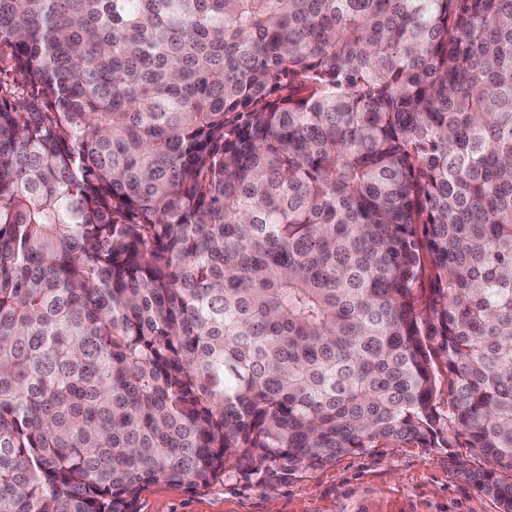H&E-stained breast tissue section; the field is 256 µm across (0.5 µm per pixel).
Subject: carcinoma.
Returning a JSON list of instances; mask_svg holds the SVG:
<instances>
[{"label":"carcinoma","instance_id":"1","mask_svg":"<svg viewBox=\"0 0 512 512\" xmlns=\"http://www.w3.org/2000/svg\"><path fill=\"white\" fill-rule=\"evenodd\" d=\"M0 62V512L462 439L512 512V0H0Z\"/></svg>","mask_w":512,"mask_h":512}]
</instances>
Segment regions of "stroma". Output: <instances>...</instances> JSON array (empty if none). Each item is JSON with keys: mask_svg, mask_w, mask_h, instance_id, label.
<instances>
[{"mask_svg": "<svg viewBox=\"0 0 512 512\" xmlns=\"http://www.w3.org/2000/svg\"><path fill=\"white\" fill-rule=\"evenodd\" d=\"M468 448L381 446L265 483L236 467L207 486L164 482L136 500L134 512H500L465 478L486 468Z\"/></svg>", "mask_w": 512, "mask_h": 512, "instance_id": "35a3bbf8", "label": "stroma"}]
</instances>
